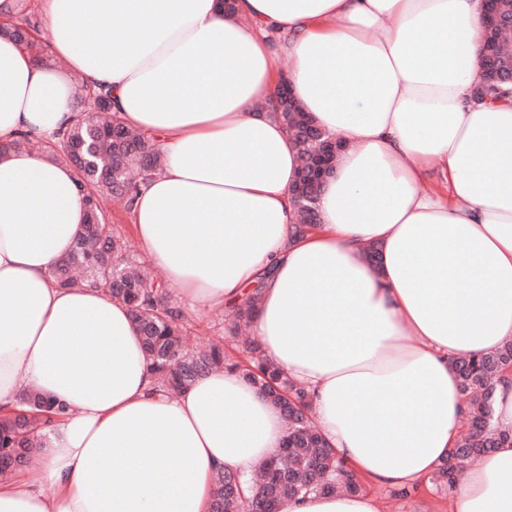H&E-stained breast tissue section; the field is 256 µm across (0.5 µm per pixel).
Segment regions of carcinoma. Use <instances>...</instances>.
Instances as JSON below:
<instances>
[{"mask_svg": "<svg viewBox=\"0 0 512 512\" xmlns=\"http://www.w3.org/2000/svg\"><path fill=\"white\" fill-rule=\"evenodd\" d=\"M23 4L24 23L1 26L0 35L14 39L40 59L45 48L33 39L38 21L28 0ZM511 36L512 28L507 26L484 35L483 53L494 59V65L478 71L475 92L482 99L512 96V50L507 48ZM75 111L78 115L73 125L46 150L55 160L75 167L87 217L70 251L55 262L52 278L62 288L99 291L129 308L151 372L167 394H180L217 368H234L280 411L296 416L282 451L259 464V480H245L230 471L216 474L211 512H243L245 508L256 512L261 501L279 509L289 500L339 488L357 492L356 478L332 455L314 422L309 394L267 360L261 343L243 345L238 360L226 356L219 344L200 352L186 349L187 316L174 303L167 285L130 259L126 243L116 235L102 207L105 196L116 194L132 209L141 188L163 169V153L156 143L123 124L119 113L112 110L111 92L104 86L81 87ZM280 118L300 159L297 177L306 201L298 210L296 232L302 233L318 223L322 183L309 161L340 152L343 142L321 129L296 100L288 101ZM261 288L259 281L253 292L235 305L230 332L238 333L242 324L252 320ZM454 365L460 393L467 402V426L434 474L435 481L450 487L463 463L512 443V427L494 422L493 386L496 379L512 371V341L490 354L458 358ZM69 411L63 402L20 390L19 407L0 415V477L27 467L44 448L42 430Z\"/></svg>", "mask_w": 512, "mask_h": 512, "instance_id": "obj_1", "label": "carcinoma"}]
</instances>
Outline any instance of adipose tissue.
<instances>
[{"instance_id":"adipose-tissue-1","label":"adipose tissue","mask_w":512,"mask_h":512,"mask_svg":"<svg viewBox=\"0 0 512 512\" xmlns=\"http://www.w3.org/2000/svg\"><path fill=\"white\" fill-rule=\"evenodd\" d=\"M37 7L62 67L0 36V407L23 383L71 411L48 435L42 485L0 480V512H209L216 472L250 475L287 434L234 370L155 391L129 310L54 283L85 222L77 177L10 144L69 124L74 73L162 146L131 219L171 295L200 311L262 283L253 332L353 475L428 481L466 412L455 359L512 341V98H473L482 0H235L230 17L220 0ZM283 78L347 143L320 224L300 234L298 154L265 110ZM457 487L449 512H512V445ZM284 512L380 505L313 494Z\"/></svg>"}]
</instances>
